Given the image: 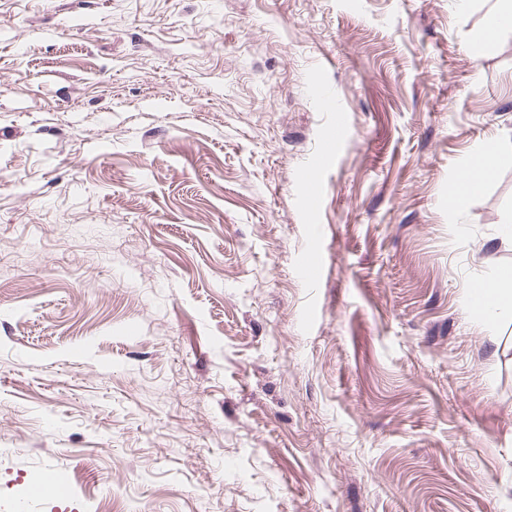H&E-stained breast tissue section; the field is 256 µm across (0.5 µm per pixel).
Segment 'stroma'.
Wrapping results in <instances>:
<instances>
[{
    "label": "stroma",
    "mask_w": 512,
    "mask_h": 512,
    "mask_svg": "<svg viewBox=\"0 0 512 512\" xmlns=\"http://www.w3.org/2000/svg\"><path fill=\"white\" fill-rule=\"evenodd\" d=\"M493 3L0 0V512H512ZM500 152V141H489L465 163L456 191L448 198L450 209L454 211L466 209L470 199L483 190L495 174ZM480 291H472V310L484 317L495 320L512 314V272L504 273L497 279L481 282Z\"/></svg>",
    "instance_id": "stroma-1"
}]
</instances>
